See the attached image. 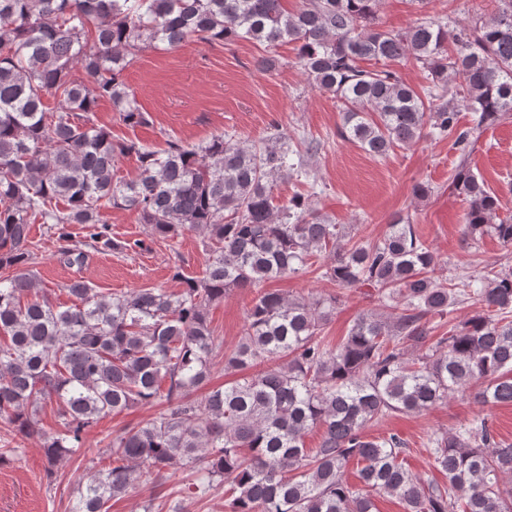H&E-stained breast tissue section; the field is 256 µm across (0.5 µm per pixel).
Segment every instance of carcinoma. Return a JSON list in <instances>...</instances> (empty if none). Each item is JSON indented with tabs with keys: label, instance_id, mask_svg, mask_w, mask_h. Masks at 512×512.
<instances>
[{
	"label": "carcinoma",
	"instance_id": "carcinoma-1",
	"mask_svg": "<svg viewBox=\"0 0 512 512\" xmlns=\"http://www.w3.org/2000/svg\"><path fill=\"white\" fill-rule=\"evenodd\" d=\"M498 2L473 27L424 19L394 32L376 26L379 0H305L295 12L282 0H0V270L13 269L0 275V417L57 463L83 447L100 418L166 404L112 436L75 488L72 512H109L143 474L164 485L177 464L192 470L193 492L174 499L171 512H190L216 483L228 512H377L378 493L398 497L405 512H512V444L485 419L429 436L442 485L408 469L398 435L366 436L372 423L427 411L475 383L480 403L512 404V269L446 285L432 276L433 251L402 217L381 238L346 247L343 227L310 217L309 196L275 204L277 180L302 175L300 152L278 129L257 144L219 134L155 150L113 142L95 118L106 98L124 123H145L125 77L145 48L192 38L297 43L308 79L341 101V135L361 150L383 156L435 137L451 139L464 157L475 131L512 112V0ZM409 59L430 76L421 92L389 69ZM48 94L60 98L55 111ZM126 155L138 162L133 179L114 171ZM452 187L468 202L467 233L512 246V221L494 222L498 199L463 161ZM108 208L136 213L159 237L204 235L203 276L184 275L176 260L178 292L109 296L77 280L65 286L76 302L56 304L32 269L30 225H47L59 260L81 266L88 247L142 245L112 240ZM72 224L83 225L84 240H73ZM329 247L336 255L323 276L338 292H261L242 339L224 348L208 320L212 304L234 288L295 275ZM364 285L392 312L359 316L330 344L323 325L344 290ZM463 297L479 310L434 335L433 319ZM218 360L237 378L192 398ZM53 400L59 427L47 432L38 409ZM317 427L321 441L308 448L305 436ZM353 460L362 464L357 485L345 477Z\"/></svg>",
	"mask_w": 512,
	"mask_h": 512
}]
</instances>
